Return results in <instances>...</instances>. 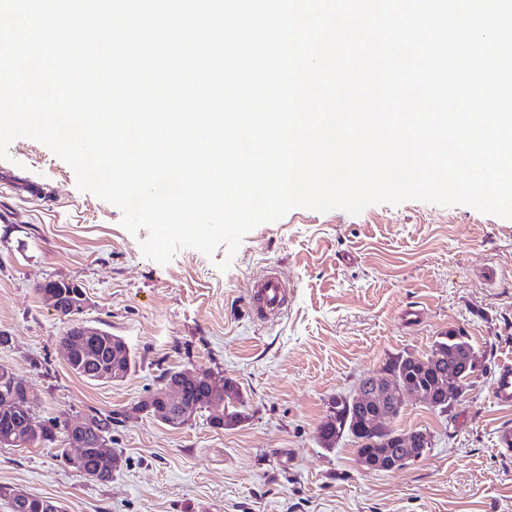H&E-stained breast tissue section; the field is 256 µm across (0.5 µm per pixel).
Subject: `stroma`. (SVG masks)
<instances>
[{"instance_id": "obj_1", "label": "stroma", "mask_w": 512, "mask_h": 512, "mask_svg": "<svg viewBox=\"0 0 512 512\" xmlns=\"http://www.w3.org/2000/svg\"><path fill=\"white\" fill-rule=\"evenodd\" d=\"M121 219L36 140L16 139L0 159V332L11 338L0 365L28 382L36 416L123 415L111 482L80 476L42 445L0 447V486L65 512H512V459L495 446L512 411L491 397L499 363L512 360V220L418 201L357 216L297 208L248 233L236 253L183 249L162 265ZM268 266L288 279V309L260 323L242 300ZM488 266L496 282L484 280ZM49 280L81 286L88 325L135 352L125 380L69 370L58 342L66 325L36 291ZM408 309L418 321H403ZM448 331L474 346L475 370L447 410L407 395L390 423L430 432L423 456L370 471L351 437L321 446L334 398L398 356H426ZM166 369L233 382L246 420L216 428L199 415L174 429L131 413Z\"/></svg>"}]
</instances>
